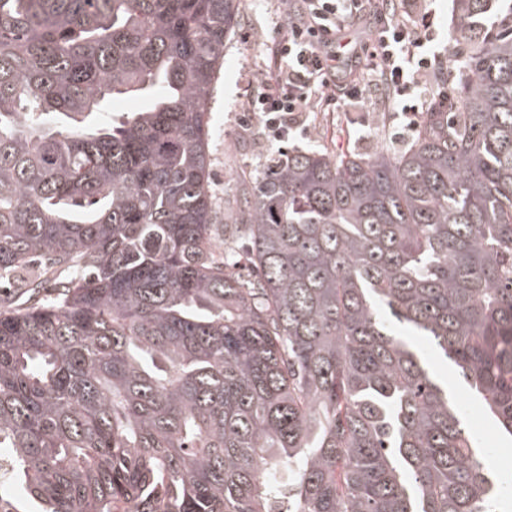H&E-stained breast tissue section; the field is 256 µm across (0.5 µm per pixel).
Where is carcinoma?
I'll list each match as a JSON object with an SVG mask.
<instances>
[{
	"label": "carcinoma",
	"mask_w": 512,
	"mask_h": 512,
	"mask_svg": "<svg viewBox=\"0 0 512 512\" xmlns=\"http://www.w3.org/2000/svg\"><path fill=\"white\" fill-rule=\"evenodd\" d=\"M396 156L294 151L214 237L240 0H0V449L31 512H494L512 438V0ZM141 105L98 120L110 96ZM442 376L448 377V388L454 389L456 396L460 399L465 412L466 420L471 431L477 436L481 442L482 447L486 448H499L502 452L508 453L510 461L512 459V440L500 437L495 431L490 417L478 405L471 402L468 393L461 385L448 364L447 368L442 367Z\"/></svg>",
	"instance_id": "cac0c4a2"
}]
</instances>
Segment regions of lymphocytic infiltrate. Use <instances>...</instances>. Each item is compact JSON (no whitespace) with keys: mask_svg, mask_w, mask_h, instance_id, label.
Returning a JSON list of instances; mask_svg holds the SVG:
<instances>
[{"mask_svg":"<svg viewBox=\"0 0 512 512\" xmlns=\"http://www.w3.org/2000/svg\"><path fill=\"white\" fill-rule=\"evenodd\" d=\"M366 18L372 37L353 54L348 79L337 81L328 48L352 22ZM434 19L426 0H302L278 28L275 64L262 71L244 109L282 141L303 113L349 112L377 92L403 114L405 130L415 132L434 105L423 81L439 58Z\"/></svg>","mask_w":512,"mask_h":512,"instance_id":"1","label":"lymphocytic infiltrate"}]
</instances>
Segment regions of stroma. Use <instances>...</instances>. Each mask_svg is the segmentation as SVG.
I'll return each mask as SVG.
<instances>
[{
  "instance_id": "35a3bbf8",
  "label": "stroma",
  "mask_w": 512,
  "mask_h": 512,
  "mask_svg": "<svg viewBox=\"0 0 512 512\" xmlns=\"http://www.w3.org/2000/svg\"><path fill=\"white\" fill-rule=\"evenodd\" d=\"M300 0H240V22L224 44V71L210 103L211 182L217 226L231 223L245 185L288 152L313 149L329 156L349 151L394 154L404 118L381 102L371 101L350 112H310L304 123L278 142L258 122L246 121L244 104L256 88L258 71L273 59L276 29L285 24ZM448 386L460 399L471 431L483 447L512 456V440L500 437L486 412L471 402L456 376Z\"/></svg>"
}]
</instances>
